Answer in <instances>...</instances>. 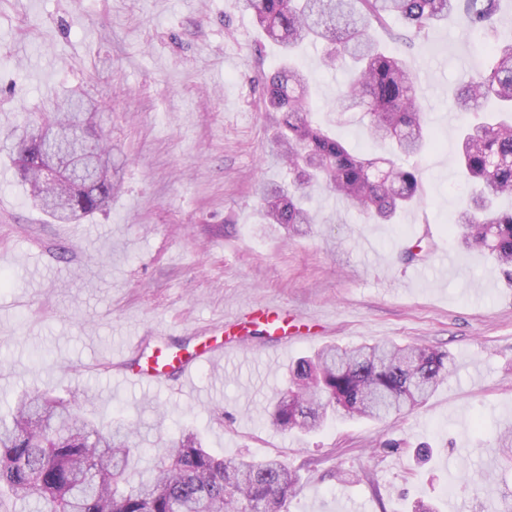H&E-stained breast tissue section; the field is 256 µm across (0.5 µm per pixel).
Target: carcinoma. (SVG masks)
Wrapping results in <instances>:
<instances>
[{"instance_id":"obj_1","label":"carcinoma","mask_w":512,"mask_h":512,"mask_svg":"<svg viewBox=\"0 0 512 512\" xmlns=\"http://www.w3.org/2000/svg\"><path fill=\"white\" fill-rule=\"evenodd\" d=\"M283 62L262 81L268 110L280 113L278 143L292 176L284 185L260 187L261 215L288 233L315 223L308 195L323 186L376 223L422 202L420 169L409 164L427 136L426 115L410 68L399 52L385 50L373 31L396 18L403 30L391 39L423 46L435 24L455 15L479 39L490 63L471 75L450 101L452 112L497 113L461 130L457 166L470 185L450 225L467 247H480L512 281V41L494 39L500 0H242ZM321 43L325 65L347 72L336 103L353 113L370 136L391 147L392 157L368 159L353 152L311 117L310 78L292 63L307 43ZM95 106L68 98L48 133H23L15 143L16 166L33 200L60 221L107 209L112 171L100 163L99 181L75 189L49 186L40 166L53 156L51 132L95 137ZM448 353L414 346H330L291 366V385L276 399L271 424L288 433H310L327 420L382 419L421 404L448 377ZM138 425H109L85 416L80 405L38 391L22 392L10 419L0 417V505L32 500L46 512H286L294 478L277 458L253 460L211 454L198 434L185 429L156 457L153 476L134 480L140 460Z\"/></svg>"}]
</instances>
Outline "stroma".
<instances>
[{
	"label": "stroma",
	"instance_id": "obj_1",
	"mask_svg": "<svg viewBox=\"0 0 512 512\" xmlns=\"http://www.w3.org/2000/svg\"><path fill=\"white\" fill-rule=\"evenodd\" d=\"M308 45L314 118L374 158L352 115L338 116L342 69ZM435 139L419 159L424 200L371 224L328 191L317 222L288 236L263 223L261 183L286 177L278 113L259 78L282 56L241 0H0V407L25 389L106 422L139 425L138 478L182 429L224 457H275L300 481L287 512H502L512 462V285L487 251L464 248L448 219L466 193L456 165L466 116L448 109L484 64L456 18L405 50ZM92 101L117 190L107 212L62 225L28 197L12 144L48 121L61 93ZM453 258L442 268V257ZM287 309L295 345L263 332L232 359L202 366L190 392L114 388L99 361L134 337L171 347L250 309ZM413 344L447 352L452 375L427 402L382 421H329L282 433L267 421L289 366L329 344Z\"/></svg>",
	"mask_w": 512,
	"mask_h": 512
}]
</instances>
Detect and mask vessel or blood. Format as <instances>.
I'll return each instance as SVG.
<instances>
[{"instance_id":"1","label":"vessel or blood","mask_w":512,"mask_h":512,"mask_svg":"<svg viewBox=\"0 0 512 512\" xmlns=\"http://www.w3.org/2000/svg\"><path fill=\"white\" fill-rule=\"evenodd\" d=\"M258 319L265 323L279 353L287 352L294 339L288 332V321L283 316L270 313L268 307L261 306L256 310ZM144 345L142 337H135L130 350L120 351L112 356L105 365L106 371L114 378L125 383H141L157 388L177 386L178 390H186L196 371L202 364H213L222 361L224 356L233 354L240 349L237 341L220 343H202L190 351H171L151 356L146 362L132 358L131 353L141 350Z\"/></svg>"}]
</instances>
